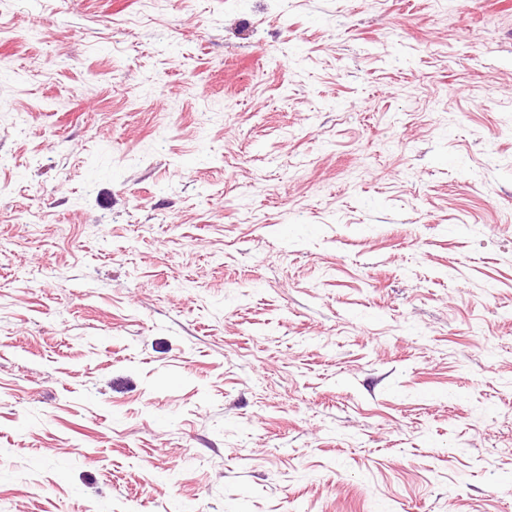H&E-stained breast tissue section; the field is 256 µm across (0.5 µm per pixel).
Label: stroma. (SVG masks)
Returning a JSON list of instances; mask_svg holds the SVG:
<instances>
[{
  "instance_id": "35a3bbf8",
  "label": "stroma",
  "mask_w": 512,
  "mask_h": 512,
  "mask_svg": "<svg viewBox=\"0 0 512 512\" xmlns=\"http://www.w3.org/2000/svg\"><path fill=\"white\" fill-rule=\"evenodd\" d=\"M0 512H512V0H0Z\"/></svg>"
}]
</instances>
